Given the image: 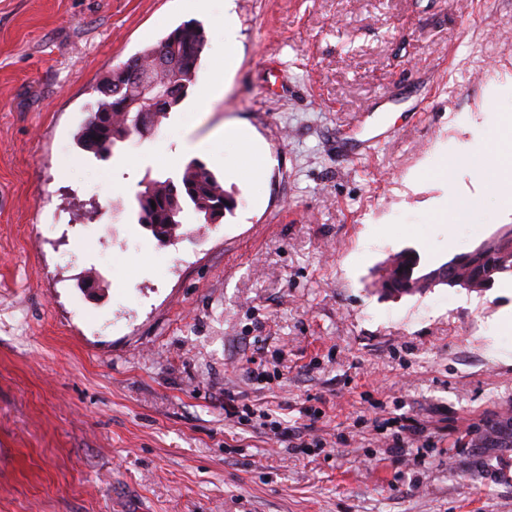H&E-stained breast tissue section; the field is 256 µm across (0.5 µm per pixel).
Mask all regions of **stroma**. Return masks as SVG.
<instances>
[{"label":"stroma","instance_id":"35a3bbf8","mask_svg":"<svg viewBox=\"0 0 512 512\" xmlns=\"http://www.w3.org/2000/svg\"><path fill=\"white\" fill-rule=\"evenodd\" d=\"M234 4L228 74L224 0H0V512H512V278L379 285L512 227L483 166L512 151V0ZM194 19L211 102L80 149L112 68ZM195 158L236 206L159 241L134 196ZM405 420L432 444L399 457ZM232 9V0H226L224 2V70L235 64L232 47L236 44L238 29ZM393 260L397 262L395 267L392 270H389L388 266L385 267L383 272L386 271V273H382L379 277L381 290L390 296H402L423 291L421 288H415L417 275L422 272L418 270L420 261L417 254L411 249H406L397 253ZM398 269L401 271L395 276ZM407 284H411V287L408 288Z\"/></svg>","mask_w":512,"mask_h":512}]
</instances>
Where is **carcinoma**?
Returning a JSON list of instances; mask_svg holds the SVG:
<instances>
[{
  "label": "carcinoma",
  "instance_id": "1",
  "mask_svg": "<svg viewBox=\"0 0 512 512\" xmlns=\"http://www.w3.org/2000/svg\"><path fill=\"white\" fill-rule=\"evenodd\" d=\"M206 34L199 25L182 24L171 30L156 44L144 48L125 63L112 69L106 78L102 98L92 107L89 117L78 132V145L100 158H106L117 144L133 137L154 134L161 121L179 106L195 83L206 46ZM147 68L153 79L162 86H171L175 93L162 102L149 117L144 128H139L134 114L135 89L125 77L129 70ZM137 221L141 225L167 224L170 237L179 236L186 208L214 224L233 210L236 201L224 191L219 178L199 160L190 161L178 180L151 179L144 190L137 193ZM456 258L462 264L454 268V276L489 288L495 276H512V249L490 245L477 257L467 252ZM395 268L379 277L381 290L390 296L418 292L419 257L406 249L397 253Z\"/></svg>",
  "mask_w": 512,
  "mask_h": 512
}]
</instances>
